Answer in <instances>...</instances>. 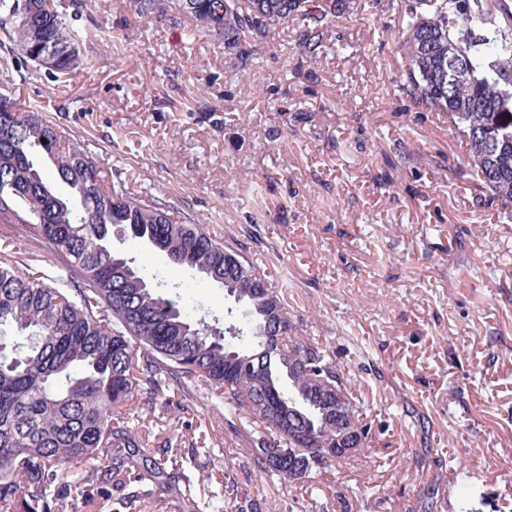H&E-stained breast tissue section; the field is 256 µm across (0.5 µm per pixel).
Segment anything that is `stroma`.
Masks as SVG:
<instances>
[{
	"mask_svg": "<svg viewBox=\"0 0 512 512\" xmlns=\"http://www.w3.org/2000/svg\"><path fill=\"white\" fill-rule=\"evenodd\" d=\"M108 38L56 90L43 72L20 100L101 160L109 181L166 202L265 272L302 336L355 375L378 433L370 448L313 479L281 484L253 466L250 435L224 403L144 421L149 448L172 442L200 469V499L224 483L261 512H394L423 484L472 482V512H512V223L473 198L465 140L447 118L394 93L404 0H336L316 66L299 77L295 27L246 73L208 40L138 17L133 0H83ZM217 108L221 127L194 107ZM146 274L184 285L183 302L223 317L224 291L147 246ZM58 276L33 235L0 223V252Z\"/></svg>",
	"mask_w": 512,
	"mask_h": 512,
	"instance_id": "obj_1",
	"label": "stroma"
}]
</instances>
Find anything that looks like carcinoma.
<instances>
[{
	"label": "carcinoma",
	"mask_w": 512,
	"mask_h": 512,
	"mask_svg": "<svg viewBox=\"0 0 512 512\" xmlns=\"http://www.w3.org/2000/svg\"><path fill=\"white\" fill-rule=\"evenodd\" d=\"M143 18H165L191 39L224 45L246 69L288 23L300 28L301 63L329 49L326 25L336 0H135ZM80 0H0V47L16 68L39 67L61 83L87 64L86 43L103 39L81 24ZM402 79L396 92L417 112H441L469 145L465 175L481 199L512 222V39L466 0H407L401 27ZM0 223L33 228L65 276L49 283L0 259V506L10 512H62L71 465L88 483L120 481L117 512H133L145 487L175 493L203 512L192 467L169 447L157 461L134 417L185 407L189 390L224 400L232 428L251 423L254 464L285 485L356 456L373 438L351 379L326 349L298 334L279 291L241 253L154 198L109 185L100 163L63 137L37 108L0 84ZM67 193L60 194L55 186ZM24 204V214L16 206ZM148 243L176 267L224 288L227 324L181 304L182 284L147 279L134 258L112 249ZM104 461V474L96 463ZM439 490L426 484L402 512H435ZM224 512H259L244 493Z\"/></svg>",
	"instance_id": "1"
}]
</instances>
